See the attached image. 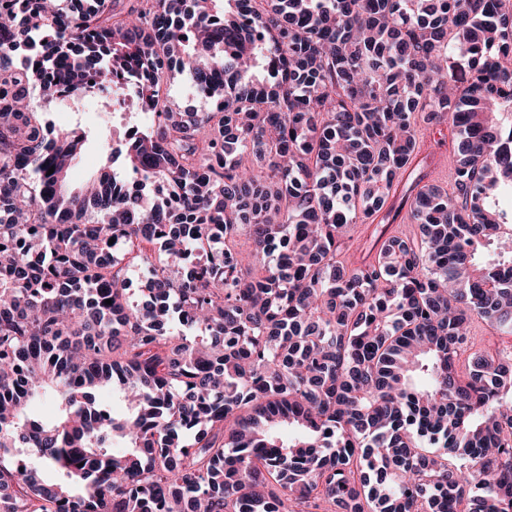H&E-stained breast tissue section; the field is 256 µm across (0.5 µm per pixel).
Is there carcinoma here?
<instances>
[{
  "mask_svg": "<svg viewBox=\"0 0 512 512\" xmlns=\"http://www.w3.org/2000/svg\"><path fill=\"white\" fill-rule=\"evenodd\" d=\"M120 2L0 0V512H512L508 0ZM33 83L151 114L138 193ZM168 103L173 109L184 111L193 109L204 112L210 108V100L188 86H167ZM38 93V86L36 88L30 89L31 102L33 103V106L38 109L39 112H49V114H47L48 117L52 119L56 123V125L60 126L61 128L69 130L78 127L76 122L72 120L73 112H71L67 117L64 118L62 114V112L64 111H61L57 108L56 102H45L42 100L40 95H38ZM439 129H441L440 133ZM418 136L424 144V154H430L429 167L427 169L429 173V180L449 189L448 169L446 172L442 173L443 163L447 160L449 167L454 159L448 132V124L436 127L434 125L421 123L418 126ZM105 165V158L95 142L87 144L70 174V184L79 188L88 180L96 178ZM472 336H478L481 339V345L488 343L489 341L499 347L512 345V335H505L497 332L486 321L481 319H474L471 324Z\"/></svg>",
  "mask_w": 512,
  "mask_h": 512,
  "instance_id": "1",
  "label": "carcinoma"
}]
</instances>
